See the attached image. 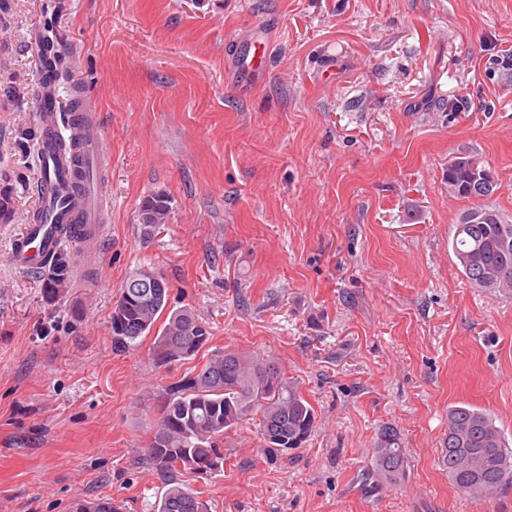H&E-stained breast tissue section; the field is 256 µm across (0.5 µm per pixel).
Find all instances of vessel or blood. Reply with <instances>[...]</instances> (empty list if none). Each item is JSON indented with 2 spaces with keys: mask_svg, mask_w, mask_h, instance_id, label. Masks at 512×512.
I'll use <instances>...</instances> for the list:
<instances>
[{
  "mask_svg": "<svg viewBox=\"0 0 512 512\" xmlns=\"http://www.w3.org/2000/svg\"><path fill=\"white\" fill-rule=\"evenodd\" d=\"M37 120L40 178L35 190L43 218L25 225L14 241L12 258L21 269L40 266L66 241V225H89L91 232L80 244L91 250L98 249L101 235L103 188L98 171L107 152L97 112L83 106L60 116L54 97L44 94Z\"/></svg>",
  "mask_w": 512,
  "mask_h": 512,
  "instance_id": "vessel-or-blood-1",
  "label": "vessel or blood"
}]
</instances>
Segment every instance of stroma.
Wrapping results in <instances>:
<instances>
[{
  "label": "stroma",
  "instance_id": "1",
  "mask_svg": "<svg viewBox=\"0 0 512 512\" xmlns=\"http://www.w3.org/2000/svg\"><path fill=\"white\" fill-rule=\"evenodd\" d=\"M44 37L59 101L77 86L97 109L111 179L98 252L52 304L11 260L37 205ZM468 156L512 224V0H0V512H154L161 388L215 350L274 359L316 421L281 453L243 422L223 471L178 472L210 512H512V488L470 497L441 464L461 403L512 446V291L474 287L448 244L473 202L446 169ZM158 191L170 215L147 239ZM143 269L209 324L196 357L156 368L149 336L113 350L115 295ZM385 425L408 460L392 481L373 465ZM253 50L250 56L251 49ZM262 56L259 43H252L246 48L240 58V70L245 83H249L258 78L262 73ZM170 201L163 192L148 195L139 208V224L145 236H150L161 224H166Z\"/></svg>",
  "mask_w": 512,
  "mask_h": 512
}]
</instances>
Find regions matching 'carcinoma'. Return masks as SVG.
<instances>
[{"mask_svg": "<svg viewBox=\"0 0 512 512\" xmlns=\"http://www.w3.org/2000/svg\"><path fill=\"white\" fill-rule=\"evenodd\" d=\"M45 72L52 83L66 72L64 59L44 43ZM481 161L456 157L448 161V186L462 198L488 197L475 186ZM170 201L163 192L147 196L139 208L146 236L166 223ZM451 249L469 282L477 288H512V224L487 206L472 207L459 217ZM58 248L50 261L33 273L47 303L63 299L71 276L53 279ZM169 287L155 272L143 269L119 288L111 312L112 346L124 352L135 341L154 334L152 357L161 368L172 360L189 359L210 340L209 326L188 308H168ZM165 320H160V317ZM163 405L145 450L146 459L167 473L179 469L200 475L224 460L219 442L245 421L259 416L257 433L264 447L280 452L301 447L315 423L312 405L287 380L278 364L247 352L215 351L197 370L162 389ZM375 469L389 479L405 470L407 461L400 434L383 427L374 455ZM442 465L457 489L486 498L512 485V449L489 413L460 404L448 410V435L443 439ZM110 498L82 500L72 512H120ZM156 512H209L199 492L170 478Z\"/></svg>", "mask_w": 512, "mask_h": 512, "instance_id": "obj_1", "label": "carcinoma"}]
</instances>
